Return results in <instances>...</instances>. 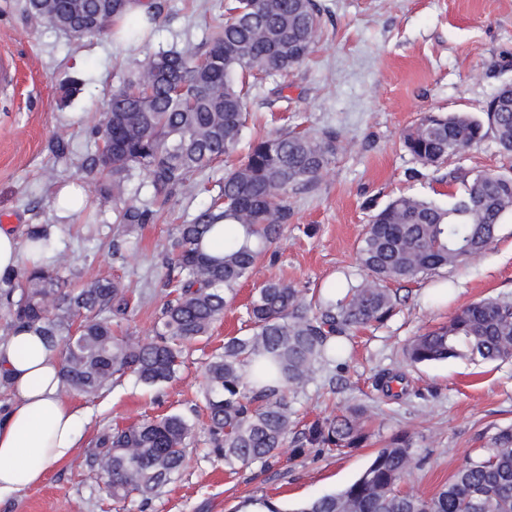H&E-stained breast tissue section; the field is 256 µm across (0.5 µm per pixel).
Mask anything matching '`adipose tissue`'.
<instances>
[{
	"label": "adipose tissue",
	"instance_id": "ef3b65f1",
	"mask_svg": "<svg viewBox=\"0 0 512 512\" xmlns=\"http://www.w3.org/2000/svg\"><path fill=\"white\" fill-rule=\"evenodd\" d=\"M41 263L28 239L0 229V276ZM0 375L7 376L12 393L0 413L2 498L43 481L51 466L68 460L86 416L62 395L59 352L33 331L18 329L0 342Z\"/></svg>",
	"mask_w": 512,
	"mask_h": 512
}]
</instances>
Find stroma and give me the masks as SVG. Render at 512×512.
<instances>
[{
    "label": "stroma",
    "mask_w": 512,
    "mask_h": 512,
    "mask_svg": "<svg viewBox=\"0 0 512 512\" xmlns=\"http://www.w3.org/2000/svg\"><path fill=\"white\" fill-rule=\"evenodd\" d=\"M158 20L152 35L121 42L105 34L77 39L27 11V0H0V52L9 53L18 81L0 90V216L27 236L36 226L54 229L61 269L73 286L96 277L121 281L138 298L122 328L150 335L160 313L162 245L174 225L210 200L209 191L239 166L243 154L198 174L182 193L135 233L117 240L112 207L101 204L88 171L96 145L87 133L105 111L113 85L160 50L196 48L222 24L227 0H152ZM320 41L314 53L285 74L250 80L248 125L252 135L275 131L333 133L336 156L315 189L292 200L293 215L265 261L243 282L208 341L186 347L169 382L148 388L125 377L98 394L69 392L88 424L72 459L51 467L44 481L0 500V512H236L250 497L275 502L281 512L342 490L394 433L414 432L420 471L404 491L431 495L466 460L479 456L496 428L512 425V360L464 358L408 370L403 399L384 397L375 379L403 366L402 349L413 337L447 322L459 308L481 299H512V223L498 240L453 270L400 283V303L385 325L347 340L340 368L316 373L292 406L299 425L368 405L372 438L363 448L328 453L306 448L290 435L268 468L236 471L210 455L208 434L196 426L180 476L149 503L139 496L116 502L103 483L89 479L86 459L96 438L143 416L202 410L203 366L225 337L249 332L245 304L269 280L328 289L359 279L357 247L373 212L400 196L447 192L449 169L511 172L512 155L493 138L451 158L422 166L402 147L403 134L427 112H465L479 118L497 88L512 80V0H316ZM73 78L82 89L66 96ZM63 140L68 150L56 156ZM82 182L89 204L69 217L54 207L57 189Z\"/></svg>",
    "instance_id": "35a3bbf8"
}]
</instances>
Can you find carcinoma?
<instances>
[{
	"mask_svg": "<svg viewBox=\"0 0 512 512\" xmlns=\"http://www.w3.org/2000/svg\"><path fill=\"white\" fill-rule=\"evenodd\" d=\"M130 0H54L71 36L113 31ZM224 25L199 49L159 52L112 89L107 111L91 134L98 144L90 173L112 204L122 236L147 223L153 211L128 192L134 170L154 204L164 205L212 164L232 155L243 138L245 76L286 73L303 63L320 36L314 0H231ZM155 23L131 18L121 37L136 41ZM486 120L466 113H428L403 136L422 165L438 167L488 135L512 153V84L486 104ZM336 154L331 134L281 133L249 145L245 161L224 176L219 197L189 222L175 225L163 250L166 286L150 337L133 341L113 333L131 302L120 282L95 278L78 288L60 275V253L48 229L29 238L42 243L45 264L21 282L0 279L7 328H27L61 348L62 379L91 396L130 375L146 385L171 380L183 347L208 336L234 299L236 288L275 243L292 216L290 199L314 189ZM448 203L400 196L371 216L359 247L365 277L347 281L342 297L324 298L281 280L260 285L246 307L250 332L231 336L204 368L203 397L210 454L233 470L266 466L295 428L288 395H297L317 370L343 359V339L388 321L400 300L389 288L440 269H454L485 250L512 220V174L448 171ZM224 238V252L205 240ZM410 367L459 357L512 359V301L486 299L458 310L448 323L411 339ZM281 383L273 388L270 380ZM377 390L407 394L404 372L386 371ZM368 408L352 405L301 432L311 448H360L369 440ZM194 423L179 413L144 417L106 431L87 461L88 476L105 481L112 498L135 493L148 501L181 473ZM413 434L392 435L345 489L318 496L296 512H512V426L499 427L477 459L462 463L434 495L403 493L399 485L420 469Z\"/></svg>",
	"mask_w": 512,
	"mask_h": 512,
	"instance_id": "obj_1",
	"label": "carcinoma"
}]
</instances>
